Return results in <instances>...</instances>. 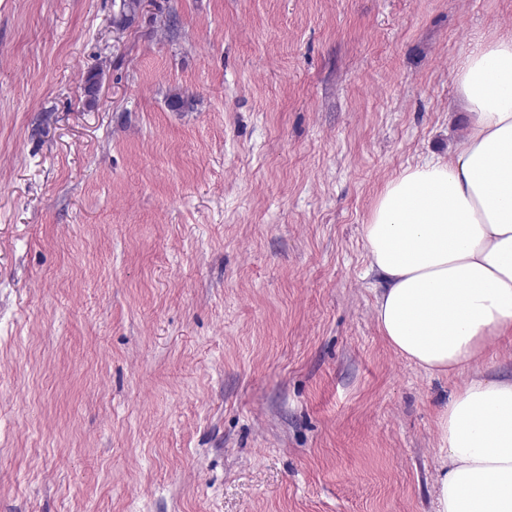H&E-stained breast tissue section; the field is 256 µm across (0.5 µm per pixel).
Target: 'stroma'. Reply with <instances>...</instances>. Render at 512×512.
Segmentation results:
<instances>
[{
  "instance_id": "1",
  "label": "stroma",
  "mask_w": 512,
  "mask_h": 512,
  "mask_svg": "<svg viewBox=\"0 0 512 512\" xmlns=\"http://www.w3.org/2000/svg\"><path fill=\"white\" fill-rule=\"evenodd\" d=\"M119 4L0 0V512H434L466 377L381 336L361 226L512 0Z\"/></svg>"
}]
</instances>
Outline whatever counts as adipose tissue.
Listing matches in <instances>:
<instances>
[{
    "label": "adipose tissue",
    "instance_id": "1",
    "mask_svg": "<svg viewBox=\"0 0 512 512\" xmlns=\"http://www.w3.org/2000/svg\"><path fill=\"white\" fill-rule=\"evenodd\" d=\"M455 85L466 134L450 158L391 178L362 227L382 336L438 376L472 370L490 340L512 338V34L480 39ZM437 428L447 453L435 512H512V376L473 373Z\"/></svg>",
    "mask_w": 512,
    "mask_h": 512
}]
</instances>
